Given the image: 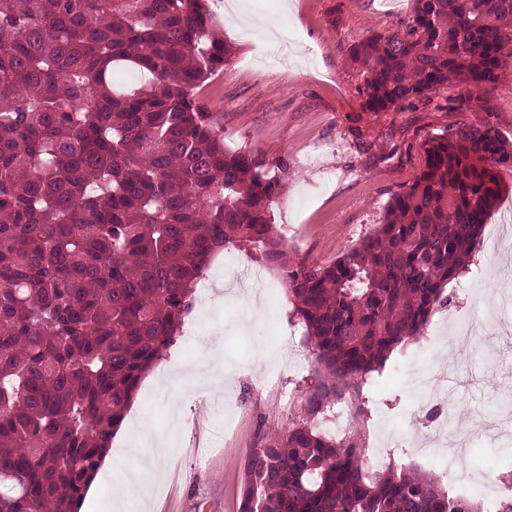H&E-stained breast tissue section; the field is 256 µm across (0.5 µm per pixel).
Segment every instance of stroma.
I'll use <instances>...</instances> for the list:
<instances>
[{
    "instance_id": "35a3bbf8",
    "label": "stroma",
    "mask_w": 512,
    "mask_h": 512,
    "mask_svg": "<svg viewBox=\"0 0 512 512\" xmlns=\"http://www.w3.org/2000/svg\"><path fill=\"white\" fill-rule=\"evenodd\" d=\"M230 52L197 99L213 113L228 148H258L284 161V189L273 208L288 244L312 261H333L380 224L390 198L406 189L425 165V141L458 123H484L512 141V56L499 81L482 93L475 112L456 109L460 86L376 116L365 108L363 68L350 45L374 33L404 30L414 0H210ZM260 264L231 248L212 262L204 287L223 290L213 303L198 301L192 319L160 366L159 383L141 382L133 418L141 432L165 438L167 458L144 469L149 497L143 512H237L241 479L252 449L305 418L303 397L313 365L294 352L307 350L285 289L257 282ZM512 277V249L479 254L459 283L447 286L459 318L474 327L471 344L449 348L447 327L431 322L433 349L416 343L396 350L364 394L371 440L390 437L398 451L372 447L366 461L385 470L389 460L421 465L444 479L443 459L419 461L403 447V432L422 440L425 423L414 417L440 377L454 391L438 410L475 423L459 462L475 484L490 482L488 463L512 454L507 433L491 435L495 414L512 406V301L500 282ZM263 308L247 319L252 303ZM217 357L224 382L187 376L188 368ZM141 433L123 430L112 440V471L98 473L84 512H110L116 488L137 465L129 448Z\"/></svg>"
}]
</instances>
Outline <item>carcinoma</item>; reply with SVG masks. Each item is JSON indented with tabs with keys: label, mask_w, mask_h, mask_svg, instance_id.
Returning <instances> with one entry per match:
<instances>
[{
	"label": "carcinoma",
	"mask_w": 512,
	"mask_h": 512,
	"mask_svg": "<svg viewBox=\"0 0 512 512\" xmlns=\"http://www.w3.org/2000/svg\"><path fill=\"white\" fill-rule=\"evenodd\" d=\"M512 0H415L350 46L366 108L480 92L512 56ZM228 49L208 0H0V512H78L142 378L242 247L282 275L315 356L310 418L250 453L238 512H489L431 475L365 466L363 387L418 341L475 256L512 144L460 123L383 221L330 262L273 224L284 164L229 149L197 92ZM356 401L336 437L323 423ZM494 512H512V467Z\"/></svg>",
	"instance_id": "obj_1"
}]
</instances>
